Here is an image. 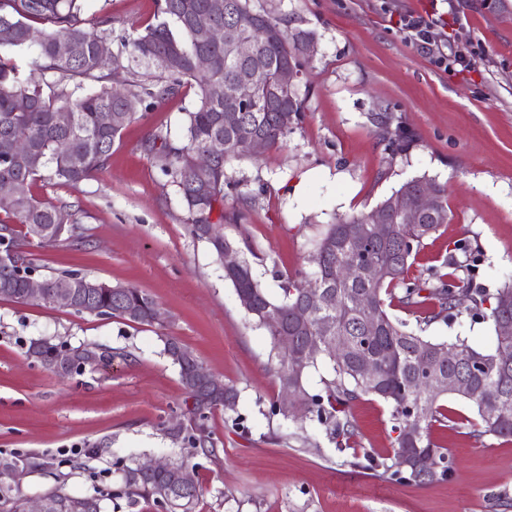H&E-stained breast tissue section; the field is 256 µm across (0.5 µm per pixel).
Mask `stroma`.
<instances>
[{"label": "stroma", "instance_id": "1", "mask_svg": "<svg viewBox=\"0 0 512 512\" xmlns=\"http://www.w3.org/2000/svg\"><path fill=\"white\" fill-rule=\"evenodd\" d=\"M289 26L313 31L317 54L303 63L306 99L286 145L231 162L226 173L224 234L245 225L262 260L255 270L270 294L274 273H313L312 239L336 218L371 210L408 179L448 187L450 220L426 240L409 277L431 279L455 241L478 242L477 287L499 288L512 272V14L482 0H254ZM156 0H85L82 17H107L113 36L153 22ZM432 15L440 52H471L462 72L406 39L401 16ZM193 87L143 112L117 138L106 167L80 186L34 184L46 201L76 205L77 234L38 249L41 274L77 270L151 293L163 323L79 315L64 307L0 300V457L39 455L44 469L22 476L29 498L57 483L77 495L106 492L104 512H164L151 502L113 498L115 462L171 458L183 443L168 428L184 420L187 394L162 353L177 337L215 375L240 391L235 411L216 410L210 425L218 459L194 457L200 495L195 512H512V437L479 435L477 411L442 398L448 416L430 429L453 472L425 485L351 466L323 435L313 443L273 444L266 419L279 383L270 340L240 307L234 290L189 220L160 163L142 144L154 135L179 140ZM412 139L393 153L387 129ZM439 339L460 334L493 342L490 321L458 315L433 324ZM125 350L126 358L61 378L28 359L31 340ZM354 453L390 455L395 434L388 406L372 397L352 403Z\"/></svg>", "mask_w": 512, "mask_h": 512}]
</instances>
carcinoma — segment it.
I'll return each instance as SVG.
<instances>
[{
	"label": "carcinoma",
	"instance_id": "cac0c4a2",
	"mask_svg": "<svg viewBox=\"0 0 512 512\" xmlns=\"http://www.w3.org/2000/svg\"><path fill=\"white\" fill-rule=\"evenodd\" d=\"M83 0H0V29L8 28L11 35L0 39V48L33 52L30 70L41 74L35 82L12 59L0 54V212L10 221L0 220V253L18 250L17 264L7 273L0 272V299L24 303L26 279L38 271L34 245L45 248L58 237L57 225L76 224L72 206L53 204L35 197L32 185L76 187L107 165L116 138L123 127L137 118L139 112L180 95L186 85L196 88L193 109L186 111L185 143L178 144L161 135L145 143L148 152L161 159V171L175 187L176 194L191 220L190 234L202 240L203 224L224 220V184L226 165L248 158L251 153L243 146L240 130L224 124V84L232 83L247 72L253 81L251 107L240 115V124L263 138L270 149L282 147L298 125L305 110V98L298 86L280 83L279 73L288 61L299 64L304 42L314 33L301 28H288L253 0H158L155 22L134 36L120 40L127 55L112 56V67L124 69L135 80L124 86H114L109 74L99 66V45L112 42L111 19L101 18L88 26L81 18ZM229 28L256 42V58L248 64L235 56L224 43L205 42L199 36V22ZM39 23L42 28L34 27ZM205 56L210 61L206 71L198 70L196 60ZM27 101L20 107L19 102ZM70 116L66 125L58 122L62 113ZM113 112L119 120L103 127L98 116ZM224 139V157L207 171H197L191 165L192 156L207 143ZM23 140L40 158L37 164L19 162L13 157L14 144ZM415 177L404 182L377 208L389 213L390 223L383 231L370 223L372 212H361L326 225L313 241L314 251L323 254V265L309 276L297 274L280 277V296L272 297L258 280L250 259H259L247 229L236 239L224 241L239 249L242 265L238 272L224 274V281L237 297L251 303L248 316L267 332L270 357L279 385L294 384L299 406L305 408L302 418L278 400L270 403L268 418H280L276 440L288 439L282 432L298 420L309 423L335 445L338 452L350 449V440L357 427L349 406L365 396L377 398L390 407L393 431L397 432L392 457L378 459L365 452L352 465L366 470L383 468L400 483L425 484L444 479L451 470L448 453L436 446L429 435L432 424L440 421L439 400L448 390L430 383L435 372L460 375L473 385L466 397L472 402L480 419L479 433L496 437H512V366L499 363L497 352L512 345L511 339L494 335L493 343L477 347L465 337L436 340L426 335L428 327L447 320L451 310L464 309L472 316L488 318L498 326L503 318L512 320V274L504 276L502 287L491 293L473 287L474 271L480 248L470 243H457L449 250L445 266L449 272L420 282L405 277L424 241L442 225L448 223V192L444 185L430 182L437 200L436 208L421 217L417 224H405L396 219L411 200V184L422 182ZM219 218H213L214 214ZM365 240L364 254L357 257L350 251L351 239ZM365 262L376 264L384 274L375 280L344 281L336 278V269L345 264ZM52 289L63 281L84 282L79 289V302L88 308L74 306L77 314L120 318L130 323L150 325L155 298L132 286L119 292L111 285L77 270H65L42 276ZM309 288L324 293L323 303L298 320L294 311L305 305ZM366 294L371 306L363 309L358 297ZM398 297L399 302L414 307L426 301L432 307L417 320V329H408L407 322L392 317L386 310L383 295ZM490 314L484 315L485 303ZM282 315V323L274 327L265 321L272 311ZM372 319L378 330L366 334L363 324ZM329 329H324L323 324ZM288 334V352L280 347L279 337ZM337 339L351 343L350 352L333 357L328 348ZM162 353L177 367L182 386L188 385L189 373L198 365L195 354L177 338H162ZM320 344V352L311 356L307 347ZM371 355L376 376L366 379L358 367V353ZM324 364L319 390L307 387L311 370ZM195 405L189 409L187 447L180 456L171 459L181 469L189 467L198 453H215L209 415L218 408V399L204 389L195 391ZM492 408L498 414L489 413ZM425 417H419V413ZM409 448L417 457H425L441 465L435 475L420 478L415 473L398 474L394 462L403 449ZM121 473L116 498L129 503L152 500L168 512L174 506L192 510L198 496L196 485L179 495L159 474L136 476L137 464L116 462ZM23 496L9 483H0V512H22Z\"/></svg>",
	"mask_w": 512,
	"mask_h": 512
}]
</instances>
